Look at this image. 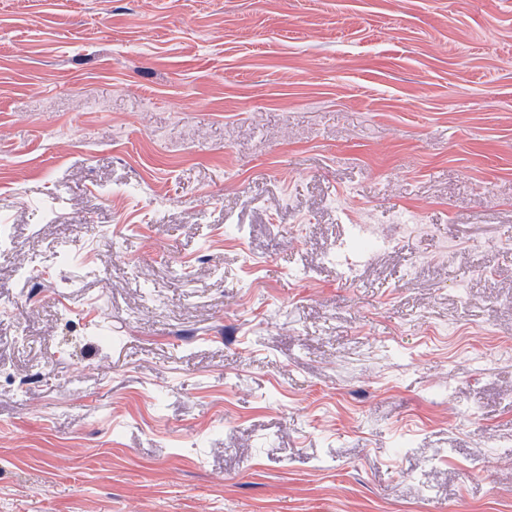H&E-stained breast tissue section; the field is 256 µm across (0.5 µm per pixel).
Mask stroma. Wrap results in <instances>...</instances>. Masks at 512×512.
Wrapping results in <instances>:
<instances>
[{"label":"stroma","mask_w":512,"mask_h":512,"mask_svg":"<svg viewBox=\"0 0 512 512\" xmlns=\"http://www.w3.org/2000/svg\"><path fill=\"white\" fill-rule=\"evenodd\" d=\"M0 224V512H512V0H0Z\"/></svg>","instance_id":"obj_1"}]
</instances>
